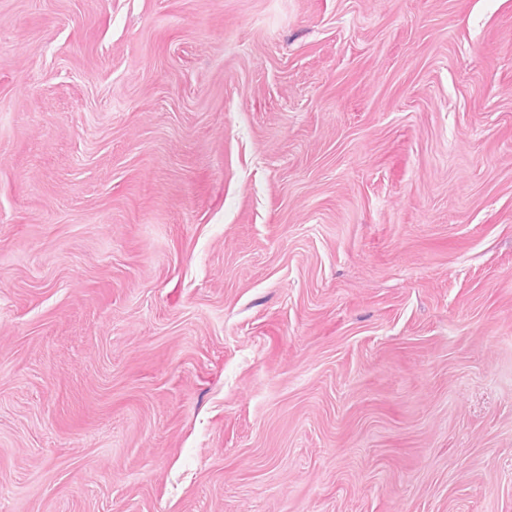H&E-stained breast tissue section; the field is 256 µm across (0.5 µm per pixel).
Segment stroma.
I'll return each mask as SVG.
<instances>
[{"instance_id": "35a3bbf8", "label": "stroma", "mask_w": 512, "mask_h": 512, "mask_svg": "<svg viewBox=\"0 0 512 512\" xmlns=\"http://www.w3.org/2000/svg\"><path fill=\"white\" fill-rule=\"evenodd\" d=\"M0 512H512V0H0Z\"/></svg>"}]
</instances>
